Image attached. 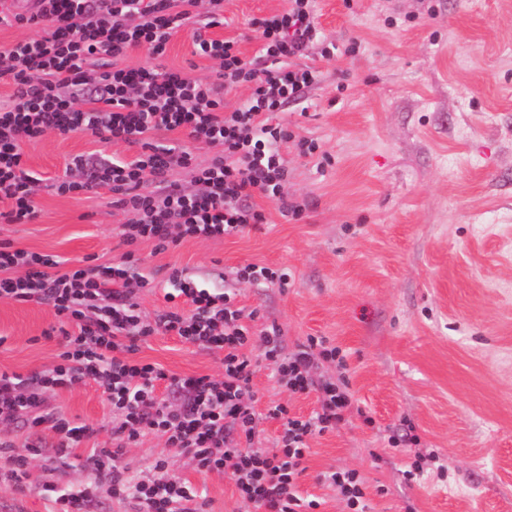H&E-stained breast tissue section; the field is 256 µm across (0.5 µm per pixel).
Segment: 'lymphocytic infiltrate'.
Returning <instances> with one entry per match:
<instances>
[{"instance_id": "obj_1", "label": "lymphocytic infiltrate", "mask_w": 512, "mask_h": 512, "mask_svg": "<svg viewBox=\"0 0 512 512\" xmlns=\"http://www.w3.org/2000/svg\"><path fill=\"white\" fill-rule=\"evenodd\" d=\"M290 2L288 11L256 20L259 48L250 58L235 41L211 35L224 23V0H37L32 15L0 5V25L34 30L0 47V79L14 86L0 100V223L19 224L37 212L41 180L25 165L23 142L51 131L84 132L106 144L140 148L129 161L100 152L74 156L67 178L52 185L60 195L111 191L113 206L128 216L120 236L129 250L118 262L89 260L70 268L59 257L0 243V299L50 305L68 325L56 365L27 376L0 374V426L28 418L52 431L58 451L68 453L97 429L44 409L40 392L89 379L100 383L120 420L111 448L93 456L108 492L133 500L136 512H207L201 490L168 474L167 456L153 463L156 479L130 475L120 465L122 449L148 432L165 436L168 447L189 454L198 469L227 475L260 512H317L319 500L302 496L297 486L308 441L335 430L354 409L346 356L338 346L312 336L286 352L278 325L254 333L243 324L232 289L215 294L178 278L177 292L165 295L167 309L151 319L132 300L134 288L152 287L156 274L144 271L131 245L149 241L162 252L185 238L243 232L264 220L250 203L256 193L280 200L285 213L301 214V204L281 197L288 170L280 145L289 135L267 118L304 97L318 79L300 62L320 33L310 0ZM184 31L195 55L217 64L215 79L162 65L171 39ZM131 49L144 50L151 64L121 65ZM241 86L249 96L227 109L225 96ZM160 132L169 141L156 142ZM175 132L220 149L198 169L191 191L172 177L192 160L186 142L172 140ZM157 334L223 351V377L171 375L130 360L138 342ZM253 346L288 391L319 393L318 409L306 417L283 404L268 407V416L282 422L271 448L250 444L257 423L256 367L244 350ZM321 362L335 365L336 380L314 383L312 372ZM160 381L162 396L156 392ZM322 480L350 512H367L358 471L339 468Z\"/></svg>"}]
</instances>
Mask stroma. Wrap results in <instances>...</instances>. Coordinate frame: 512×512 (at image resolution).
<instances>
[{"instance_id": "35a3bbf8", "label": "stroma", "mask_w": 512, "mask_h": 512, "mask_svg": "<svg viewBox=\"0 0 512 512\" xmlns=\"http://www.w3.org/2000/svg\"><path fill=\"white\" fill-rule=\"evenodd\" d=\"M321 31L303 57L320 73L304 98L274 113L290 139L283 188L303 203L300 219L282 216L276 200L253 199L265 220L243 233L187 238L162 254L140 243L151 269L176 267L198 287L234 289L252 330L275 323L286 351L310 336L327 337L347 354L356 405L375 423L351 415L309 441L302 494L323 512H347L321 473L359 471L368 512H512V0H314ZM288 0H224L215 35L256 47V19L287 10ZM333 57H323L327 44ZM166 67L213 78L193 53L189 33L175 36ZM318 145L302 155L294 143ZM129 160L136 148L101 145L83 132H50L27 143L28 168L43 179L36 218L0 224V241L70 261H118L126 217L101 189L59 195L51 183L75 155L95 150ZM255 264L290 273L286 286L236 281L231 271ZM60 324L44 304L0 300V373L30 375L58 363ZM253 376L260 420L257 448L276 443L282 427L267 405L288 404L307 416L317 395L294 394L262 365ZM131 360L179 376L220 375L224 354L171 335L140 342ZM46 406L73 424H93L96 439L62 455L50 431L21 421L0 427L17 453L35 445L23 488L0 457V512H56L43 488L91 490L87 512H135L133 501L99 491L92 447L112 445L114 415L102 386L89 380L44 392ZM411 422L419 448L437 465L416 481L406 472L415 449L392 447L389 435ZM168 454L171 472L205 489L210 512H256L227 476L199 473L186 454L168 453L147 434L124 449L130 474L145 476Z\"/></svg>"}]
</instances>
